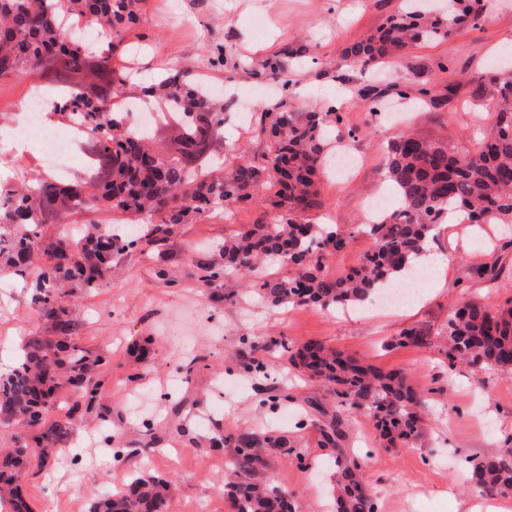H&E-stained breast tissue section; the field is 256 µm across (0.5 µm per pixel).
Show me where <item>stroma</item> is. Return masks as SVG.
I'll return each instance as SVG.
<instances>
[{
    "mask_svg": "<svg viewBox=\"0 0 512 512\" xmlns=\"http://www.w3.org/2000/svg\"><path fill=\"white\" fill-rule=\"evenodd\" d=\"M403 6L404 0H144L140 22L125 33L112 66L123 69L135 54L145 76L126 86L134 100L150 77L168 69L204 74L222 86L224 142L215 154L228 171L266 152L262 113L282 102L292 112L336 107L357 164L348 174L322 175L326 206L308 220L350 229L363 223L367 199H395L384 170L391 141L409 134L460 150L474 146L490 122L485 104L492 87L483 75L512 50V0H490L477 27L383 58L377 66L382 100L363 97L367 76L346 65L341 52ZM218 47L224 50L220 65L212 62ZM271 59L281 63L288 88L264 75ZM443 65L455 76L441 74ZM429 78L431 102L418 97ZM261 210L258 204L219 209L175 226L165 246L116 255L112 277L74 295L83 314L76 342L111 359L100 404L112 418L105 423L88 415L69 435L65 452L31 468L24 494L33 512H89L94 500L140 468L175 481L171 512H231L223 487L232 450L211 447L209 439L219 430L232 436L245 429L288 438L293 454L271 458L267 473L296 512H324L335 467L318 444L317 426L336 400L300 379L281 352L265 350L269 335L294 345L321 340L361 362L404 371L415 386L432 390L414 446L388 448L380 438L364 439L361 429L372 421L362 415L349 418L343 446L360 455L379 512H468L475 496L460 484L464 470L474 458L512 448V378L449 367L439 340L462 298L493 307L512 303V225H439L430 248L447 264L419 271L425 282L420 299L398 309L273 307L233 275L224 280L225 298H218L194 276L192 262L252 224ZM32 293L30 276L0 265L1 372L15 365L22 338L43 328ZM411 325L424 327L431 345L390 346L391 337ZM143 340L152 367L139 376L131 347ZM248 342L268 363L267 376L241 371ZM316 391L319 411L307 402Z\"/></svg>",
    "mask_w": 512,
    "mask_h": 512,
    "instance_id": "1",
    "label": "stroma"
}]
</instances>
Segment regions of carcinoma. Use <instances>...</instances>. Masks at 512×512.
Segmentation results:
<instances>
[{
    "instance_id": "carcinoma-1",
    "label": "carcinoma",
    "mask_w": 512,
    "mask_h": 512,
    "mask_svg": "<svg viewBox=\"0 0 512 512\" xmlns=\"http://www.w3.org/2000/svg\"><path fill=\"white\" fill-rule=\"evenodd\" d=\"M142 0H0V79L42 72L51 85L68 94L69 110L87 124L86 142L95 163L96 179L62 181L33 179L20 189L0 190V259L20 274L36 257L31 302L48 321L51 335L32 332L23 340L13 370L0 376V419L28 433L0 456V503L9 512H31L20 487L31 458L48 463L63 451L73 427L97 410L107 384L102 369L105 353L93 354L73 341L79 313L66 295L89 292L112 272L114 255L135 248L143 239L158 246L173 227L195 215L255 203L258 194L276 188L265 199L269 219H259L224 240L218 253L195 264L197 276L217 291L224 278L254 275L259 263L276 258L290 267L278 282L252 280L255 295L276 306L292 301L303 307L329 308L363 304L385 286L401 281L425 255L436 227L448 211L462 214L463 224L512 223V71L490 78L486 104L493 121L473 149L455 151L440 142L411 135L399 137L385 163L398 203L383 222L347 231L337 224L301 222L325 206L318 175L327 160L331 135L342 122L339 112H290L270 117L261 133L269 139L263 162L244 160L227 175L204 171L210 147L222 140L223 105L198 89L189 73L177 70L152 88L169 112L187 114L174 126L176 147L167 154L150 149L153 130L127 129L116 113L103 106L125 94L126 82L110 67L122 34L140 22ZM488 0H448V12L426 15L415 9L400 12L386 25L342 51L349 65L362 71L391 51L404 52L419 41L442 40L469 25L487 10ZM77 14L108 33L90 48L67 37L56 17ZM104 205L123 215L158 217L146 237L123 238L95 229L79 238L46 239L45 217L57 221ZM359 233L372 245L360 262L334 277L324 272L325 257L340 251ZM448 366L458 364L512 375V307L493 309L465 300L448 318L444 334ZM431 343L422 327L411 326L394 337L395 346ZM265 347L289 354L290 365L322 381L336 397L337 407L319 424L320 446L334 455L336 481L331 494L335 512H378L357 458L342 446L347 418H371L382 438L408 446L419 436L426 401L401 370L385 371L364 364L319 340L291 347L270 336ZM69 385L76 398L62 418L48 417L58 389ZM232 444L233 454L224 487L232 512H294L288 494L268 484L271 454L293 452L288 440L259 431L224 437L216 448ZM469 488L480 496L512 495V449L471 463ZM173 482L142 474L128 476L123 488L96 500L92 512H170Z\"/></svg>"
}]
</instances>
